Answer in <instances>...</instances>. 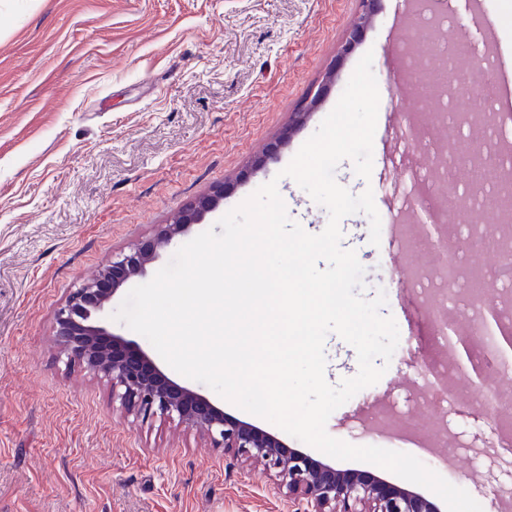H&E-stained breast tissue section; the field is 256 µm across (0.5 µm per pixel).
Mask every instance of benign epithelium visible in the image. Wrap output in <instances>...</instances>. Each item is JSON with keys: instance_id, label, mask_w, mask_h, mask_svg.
Returning a JSON list of instances; mask_svg holds the SVG:
<instances>
[{"instance_id": "benign-epithelium-1", "label": "benign epithelium", "mask_w": 512, "mask_h": 512, "mask_svg": "<svg viewBox=\"0 0 512 512\" xmlns=\"http://www.w3.org/2000/svg\"><path fill=\"white\" fill-rule=\"evenodd\" d=\"M360 11L340 45L336 61L356 47L363 30L375 13L377 0H359ZM484 66L482 57L472 55L464 66L453 69L448 89L463 99L471 92L466 71ZM324 85L312 90L293 112V129L314 111ZM471 135L451 146L448 153L460 163L485 155L484 133L493 123L491 114L463 113ZM219 186L185 207L168 224H160L149 238L112 256V262L98 275L73 291L55 314L54 340L67 362L112 381V399L144 421L156 417L177 422L206 435L214 447L224 449L229 465L264 466L274 473L277 487L287 490L288 498L301 506V512H440L424 496L385 481L370 470H343L288 447L270 432L231 417L203 395L168 377L155 361L134 341L115 335L101 325L100 317L112 304L116 293L129 281L145 274L161 251L168 248L200 217L224 199ZM438 252H455L453 238L439 225L427 233ZM498 293L493 282L484 290L470 293L481 308L476 330L500 333L499 351L512 350V328L504 324L503 311L485 299Z\"/></svg>"}]
</instances>
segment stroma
Here are the masks:
<instances>
[{"instance_id":"1","label":"stroma","mask_w":512,"mask_h":512,"mask_svg":"<svg viewBox=\"0 0 512 512\" xmlns=\"http://www.w3.org/2000/svg\"><path fill=\"white\" fill-rule=\"evenodd\" d=\"M431 7L450 27L409 25L414 0H380L340 62L359 0H0V512H289L263 466L230 467L199 432L137 420L106 378L66 365L54 315L113 253L229 180L234 189L189 237L273 180L290 220L322 232L327 210L283 170L368 52L380 96L372 173L357 175L346 159L335 179L354 195L372 190L381 238L372 244L368 216L355 213L340 223L341 245L364 268L362 296L385 292L382 312L399 342L382 378L336 409L326 430L353 445L410 451L483 512H512L498 500L512 489V443L484 404L512 395V358L488 367L487 338L473 334L472 365L450 364L438 308L405 284L409 250L391 234L402 218L416 238L434 223L406 201L436 195L437 185L407 171L443 140L427 97L399 84L400 52L462 42L481 53L488 41L468 0ZM320 84L319 106L292 125ZM278 137L280 149L263 157ZM325 352L330 385L357 374L355 349L336 333ZM448 388L463 393L466 412L424 407ZM387 411L399 428L374 425Z\"/></svg>"}]
</instances>
